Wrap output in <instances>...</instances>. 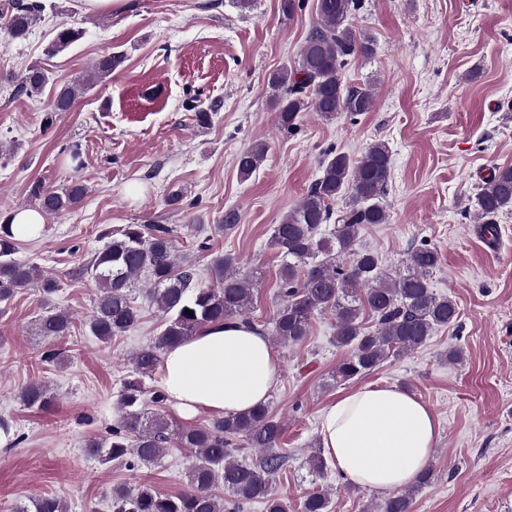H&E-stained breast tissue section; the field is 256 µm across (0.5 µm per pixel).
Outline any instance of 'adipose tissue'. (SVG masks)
Here are the masks:
<instances>
[{
    "mask_svg": "<svg viewBox=\"0 0 512 512\" xmlns=\"http://www.w3.org/2000/svg\"><path fill=\"white\" fill-rule=\"evenodd\" d=\"M280 365L260 329L231 319L168 349L160 367L162 388L183 416L238 414L266 403ZM320 437L345 480L392 491L414 483L426 468L438 422L426 404L402 389L365 386L324 409Z\"/></svg>",
    "mask_w": 512,
    "mask_h": 512,
    "instance_id": "obj_1",
    "label": "adipose tissue"
}]
</instances>
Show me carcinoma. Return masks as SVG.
Masks as SVG:
<instances>
[{"label":"carcinoma","mask_w":512,"mask_h":512,"mask_svg":"<svg viewBox=\"0 0 512 512\" xmlns=\"http://www.w3.org/2000/svg\"><path fill=\"white\" fill-rule=\"evenodd\" d=\"M362 0H317L320 24L308 34L300 49L298 65L271 76L277 89L276 112L280 131L299 129L301 113L309 110L324 118L340 112L351 116L371 110L374 96L367 87H348L342 74L359 58L376 52V40L355 29L353 18ZM4 28L13 40H24L46 11L45 0H8ZM83 31L63 24L55 29L51 50L60 52L82 37ZM123 62V57H100L95 73L105 77ZM47 82L44 69L34 64L23 73L19 91L37 94ZM79 87L64 86L48 108L56 114L71 109ZM265 159V147L256 145L238 156L241 176H251ZM391 170L389 147L382 141L370 144L359 159L331 149L322 162L320 177L301 203L284 214L273 229L270 247L287 258L281 266L277 296L279 306L273 318L271 336L280 344L294 346L309 335L317 313L334 319L333 345L346 356L333 374L338 382L374 372L391 358H400L426 345L432 333L458 318L456 302L434 292L430 275L437 268L439 254L423 240L411 247L405 270L392 278L382 258L369 250L355 248L365 224H386L384 204ZM35 206L56 215L79 206L86 187L73 182L57 189L35 181L29 187ZM344 199V207L333 204ZM476 216L484 221L483 232L497 234L495 219L512 209V164L495 166L483 179L475 197ZM334 221L326 236L321 226ZM107 242L94 257L73 271L91 280L98 295L87 322L89 333L108 343L134 330L141 321L133 292L146 277L151 298L164 318V327L150 344L131 358L136 375H152L161 354L195 335L211 323L238 319L254 326L247 317L253 300V285L261 270L241 266L231 253L212 254L208 265L209 283L200 281L196 265L175 261L176 235L166 224H127L104 233ZM17 240L8 221L0 222V305L8 306L18 290L38 288L44 312L38 319L43 336H64L73 318L52 305L58 292L57 280L38 267L14 258ZM192 311L188 315L185 310ZM23 405L44 411L54 396L41 383L27 385L20 395ZM166 402L156 390L146 396L137 380L124 382L117 399V416L106 438L90 437L84 452L100 465L133 468L139 462H153L172 444L194 451L196 462L186 473V489L175 495L163 494L148 484L112 489L115 512H234L245 502L259 501L266 512H288V499L274 490L276 476L285 465L279 451L285 429L266 404L228 416H218L206 426L170 429L162 416L148 412V403ZM242 437L248 447L259 451L252 464L234 459V439ZM434 471L425 469L418 482L383 500L382 512H411L413 496L431 484ZM233 495L224 500L215 492L218 484ZM328 494L312 491L302 498L301 512H327ZM12 512H67L55 497L30 499Z\"/></svg>","instance_id":"cac0c4a2"}]
</instances>
